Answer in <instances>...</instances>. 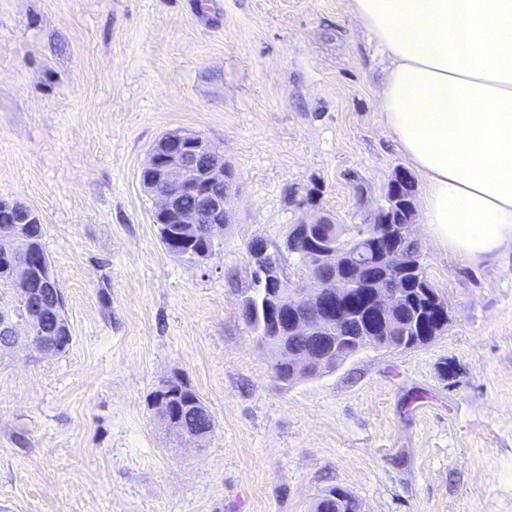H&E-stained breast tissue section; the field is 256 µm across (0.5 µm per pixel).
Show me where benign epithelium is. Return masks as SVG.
<instances>
[{"label": "benign epithelium", "mask_w": 512, "mask_h": 512, "mask_svg": "<svg viewBox=\"0 0 512 512\" xmlns=\"http://www.w3.org/2000/svg\"><path fill=\"white\" fill-rule=\"evenodd\" d=\"M229 166L224 154L205 136L191 132H177L158 140L147 153L140 169L141 188L154 202L152 223L179 225L178 239L185 243L197 237L216 239L224 224L228 223L233 200V187L225 185ZM199 200L195 209L186 208L188 197ZM0 237L10 242L14 256L26 262L23 283L34 279L37 287L19 289L25 310L0 306V352L25 348L40 354L52 353V333L62 329V335L70 336L64 326V298L55 288L51 266L46 263H30V238L15 226L0 228ZM307 253L314 264L328 269V276L311 273L308 285L289 293L291 301L307 307L311 314L295 320L292 336H306L309 342L298 347L280 346V354L291 361L292 374L313 372L314 363L323 351L336 349V335L340 316L334 310L336 298L345 293L336 274V254L329 247H318L315 241L307 240ZM254 266L262 268L269 289L266 300L278 303L284 293L285 284L280 267L273 261L264 260V255L252 256ZM402 295L400 279L384 277L373 284L372 297L386 315V328L393 327L388 318L390 309ZM175 393L163 390L157 403L156 416L171 433L186 444L200 451L204 448L208 431L197 427H172L170 410Z\"/></svg>", "instance_id": "obj_1"}]
</instances>
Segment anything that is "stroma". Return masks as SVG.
I'll return each instance as SVG.
<instances>
[{
  "instance_id": "stroma-1",
  "label": "stroma",
  "mask_w": 512,
  "mask_h": 512,
  "mask_svg": "<svg viewBox=\"0 0 512 512\" xmlns=\"http://www.w3.org/2000/svg\"><path fill=\"white\" fill-rule=\"evenodd\" d=\"M350 2L0 0V199L39 215L71 334L0 355V512H309L333 486L361 512H512L511 246L473 264L416 224L446 329L315 378L279 381L241 315L253 240L370 223L407 167ZM172 131L236 176L196 263L139 183ZM170 378L214 418L202 451L154 416Z\"/></svg>"
}]
</instances>
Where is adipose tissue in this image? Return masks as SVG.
<instances>
[{"mask_svg": "<svg viewBox=\"0 0 512 512\" xmlns=\"http://www.w3.org/2000/svg\"><path fill=\"white\" fill-rule=\"evenodd\" d=\"M386 58L379 115L422 221L475 261L512 245V0H351Z\"/></svg>", "mask_w": 512, "mask_h": 512, "instance_id": "obj_1", "label": "adipose tissue"}]
</instances>
